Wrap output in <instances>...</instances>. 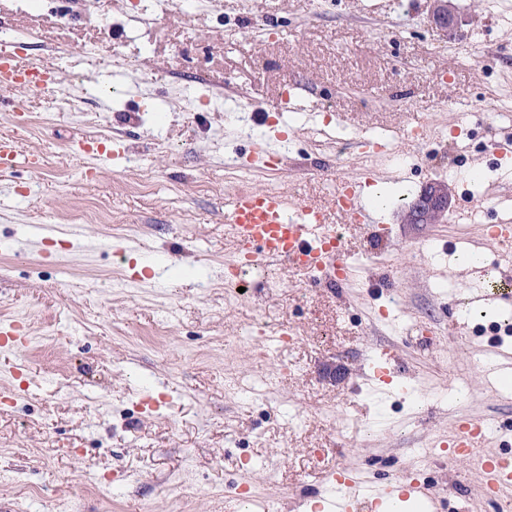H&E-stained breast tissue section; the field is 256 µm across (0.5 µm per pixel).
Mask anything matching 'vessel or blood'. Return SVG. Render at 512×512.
Instances as JSON below:
<instances>
[{
  "label": "vessel or blood",
  "instance_id": "vessel-or-blood-1",
  "mask_svg": "<svg viewBox=\"0 0 512 512\" xmlns=\"http://www.w3.org/2000/svg\"><path fill=\"white\" fill-rule=\"evenodd\" d=\"M48 70L40 62L14 56L9 43L0 42V86L21 89L30 94L48 92ZM34 155L22 151L16 139L0 137V164L36 166ZM374 171L367 170L354 179L336 182V211L346 222L362 225L365 233L379 244L391 241V230L377 223L363 201L366 186L373 183ZM234 238L235 248L227 265L236 269L243 265H260L269 261L289 264L308 273L318 285L336 289L343 287V275L352 267V256L337 242L321 206L305 201H289L287 196L265 190L237 193L224 214ZM30 340L23 323L11 320L0 323V347L22 350ZM400 366L392 349L378 353L373 365L375 379L387 383ZM483 423L468 422L461 435L450 439L449 447L461 460L471 459L479 440L485 439ZM482 469L490 490L512 488V454L502 453L483 460ZM324 490L314 493V512H350L359 498H367L375 512L392 497L433 502L435 492L409 472L362 492L349 471L328 473Z\"/></svg>",
  "mask_w": 512,
  "mask_h": 512
}]
</instances>
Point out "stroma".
Returning <instances> with one entry per match:
<instances>
[{"instance_id": "1", "label": "stroma", "mask_w": 512, "mask_h": 512, "mask_svg": "<svg viewBox=\"0 0 512 512\" xmlns=\"http://www.w3.org/2000/svg\"><path fill=\"white\" fill-rule=\"evenodd\" d=\"M451 5L454 38L431 0H0V31L56 80L47 96L0 93L24 105L0 107V136L42 158L0 172V317L32 338L0 351V392L15 363L29 382L0 400V512H225L242 484L250 512H305L337 468L365 487L408 471L434 489L430 512H477L482 472L445 444L464 418L512 426V399L475 361H498L493 338L512 350V303L479 301L482 278L454 266L464 229L497 281L512 272L485 232L512 214V153L491 150L512 140V0ZM417 117L433 130L419 142ZM379 138L388 246L372 254L344 224L356 262L342 291L278 264L228 296L233 195L330 206L366 163L359 141ZM110 139L124 156L73 151ZM258 142L273 167L248 163ZM435 181L446 219L405 223L406 200ZM42 230L87 245L22 252ZM415 321L436 345L407 334ZM283 328L293 342L272 344ZM380 345L400 360L388 384L370 377ZM283 364L292 374L266 387ZM147 394L164 395L158 411ZM434 8L432 11V23L434 26L443 31L446 36L451 37L458 35V26L455 16L448 10V1L434 0Z\"/></svg>"}]
</instances>
